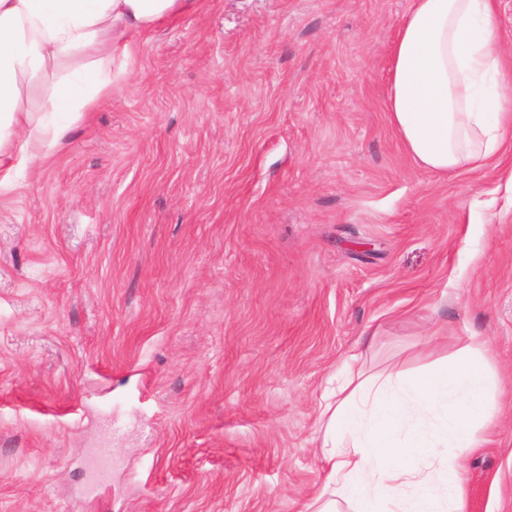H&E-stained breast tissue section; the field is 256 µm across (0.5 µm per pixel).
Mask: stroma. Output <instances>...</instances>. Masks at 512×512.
Returning a JSON list of instances; mask_svg holds the SVG:
<instances>
[{"mask_svg":"<svg viewBox=\"0 0 512 512\" xmlns=\"http://www.w3.org/2000/svg\"><path fill=\"white\" fill-rule=\"evenodd\" d=\"M409 6L193 0L0 190V512H309L367 335L371 374L487 345L465 512H512V150L445 174L404 150Z\"/></svg>","mask_w":512,"mask_h":512,"instance_id":"obj_1","label":"stroma"}]
</instances>
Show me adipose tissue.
<instances>
[{"label":"adipose tissue","mask_w":512,"mask_h":512,"mask_svg":"<svg viewBox=\"0 0 512 512\" xmlns=\"http://www.w3.org/2000/svg\"><path fill=\"white\" fill-rule=\"evenodd\" d=\"M192 0H0V188L112 92L117 46L184 12ZM500 0H412L389 52V119L423 168L473 170L512 138V60L493 22ZM325 395L327 470L312 512H464L459 462L480 444L492 387L479 345L404 376L358 361ZM446 449L438 463L432 449Z\"/></svg>","instance_id":"adipose-tissue-1"}]
</instances>
